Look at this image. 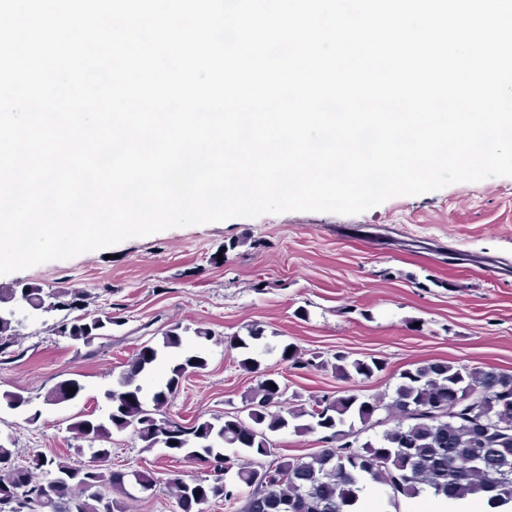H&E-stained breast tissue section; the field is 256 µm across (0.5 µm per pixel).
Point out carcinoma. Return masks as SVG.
I'll return each instance as SVG.
<instances>
[{
	"mask_svg": "<svg viewBox=\"0 0 512 512\" xmlns=\"http://www.w3.org/2000/svg\"><path fill=\"white\" fill-rule=\"evenodd\" d=\"M24 306L34 316L57 310L69 312L85 307V295L78 291H44L37 284L0 287V354H8L22 320L16 307ZM120 321L112 313L63 317L53 327L56 335L79 342L86 356L94 358L101 346L95 341L112 335ZM174 352L177 359L170 367L164 387L153 392L152 406H147L139 379L158 359L160 349ZM206 360L190 348L180 325L162 332L161 347L144 345L127 365L123 378L130 390L105 399L111 403L107 419L82 415L70 430L96 445L99 473L89 476L84 466L59 457L37 454L21 465L16 462L13 441L0 440V512H125L123 503L112 497L116 490L126 497L128 478L142 491L157 484L150 469L125 474L104 473L112 456V432L133 429L145 448L161 443L157 415L191 371L203 370ZM342 378L352 375L371 378L384 368L378 359L348 361L336 356L332 365ZM82 390L74 379L57 383L46 395L49 404H61L77 397L71 388ZM482 396L480 413L483 426L472 424L453 414L463 397ZM283 396L276 380L266 378L246 400L251 412L245 421L237 415L224 416L216 425L209 420L196 421L176 433L166 443L170 453L193 456L199 452L215 461L213 471L224 469L225 459L214 444L217 439L234 445L252 457H269L272 449L267 434L275 433L294 421V430L308 432L320 428L329 432L332 446L305 457H278L269 465L241 466L236 472L242 490L224 496V501H243L239 512H355L360 494L370 483L383 484L409 497L428 494L438 499H459L485 491L497 502L512 501V373L485 370L448 361L412 364L399 373L389 407L399 414L393 426L380 435L359 441L364 430L346 425V418L356 417L363 424L372 421L384 409L381 401L362 400L355 394L324 396L310 404L300 403L279 409ZM309 419L302 424L300 420ZM348 429H343V426ZM52 472L59 480L43 491L45 479L38 473ZM180 512H199L198 502L212 492L206 478L187 482L169 481Z\"/></svg>",
	"mask_w": 512,
	"mask_h": 512,
	"instance_id": "obj_1",
	"label": "carcinoma"
}]
</instances>
